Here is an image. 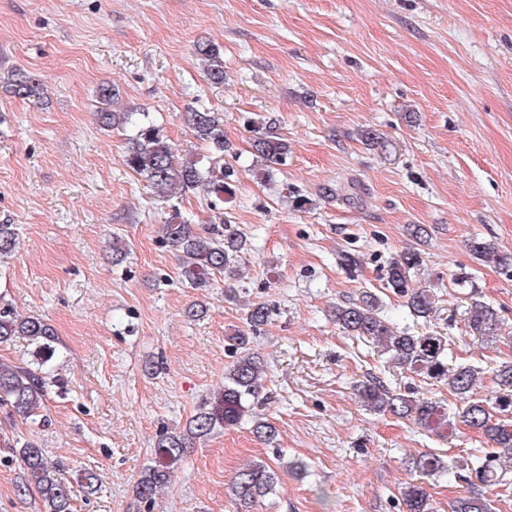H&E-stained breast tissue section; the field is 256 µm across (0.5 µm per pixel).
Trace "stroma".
<instances>
[{"mask_svg": "<svg viewBox=\"0 0 512 512\" xmlns=\"http://www.w3.org/2000/svg\"><path fill=\"white\" fill-rule=\"evenodd\" d=\"M205 40L222 48L223 84L195 56ZM19 73L38 94L9 92ZM107 85L116 111L149 113L185 156L203 150L186 107L222 113L232 195L218 206L203 192L156 196L124 164L129 130L97 122ZM268 122L288 156L264 183L251 139ZM176 211L248 234L235 298L220 280L181 284L161 233ZM0 224L18 233L0 259V304L55 328L46 369L64 382L49 389L48 425L0 407V512H42L37 492H18L14 448L27 440L60 464L74 512H134L158 436L182 431L223 388L224 339L259 302L273 312L251 336L266 366L251 415L188 448L151 512H235L238 470L282 458L308 471L279 472L255 512H405L400 491L418 478L434 512H451L469 481L419 476L412 460L468 459L484 439L365 410L355 384L371 376L449 406L455 397L345 334L331 309L379 289L387 261L415 248L435 310L414 321L390 293L384 315L447 336L449 363L480 370L473 398L498 393L493 370L512 361V278L479 264L469 243L512 252V0H0ZM461 271L472 288L451 285ZM475 293L498 311L491 331L468 325ZM149 360L162 371L145 373ZM257 418L276 428L274 443L255 437Z\"/></svg>", "mask_w": 512, "mask_h": 512, "instance_id": "1", "label": "stroma"}]
</instances>
